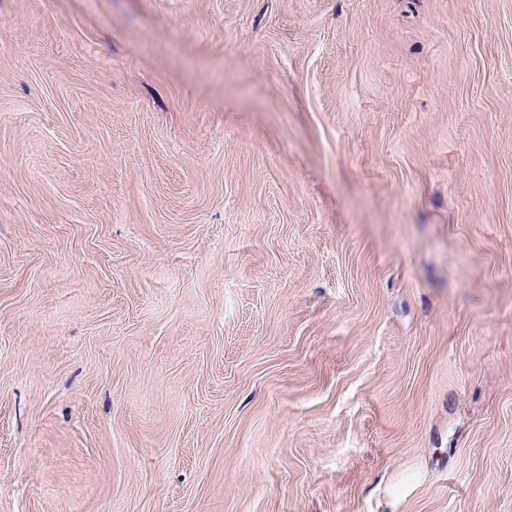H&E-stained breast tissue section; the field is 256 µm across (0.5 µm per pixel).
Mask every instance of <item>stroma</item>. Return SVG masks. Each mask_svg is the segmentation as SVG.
Here are the masks:
<instances>
[{"instance_id": "1", "label": "stroma", "mask_w": 512, "mask_h": 512, "mask_svg": "<svg viewBox=\"0 0 512 512\" xmlns=\"http://www.w3.org/2000/svg\"><path fill=\"white\" fill-rule=\"evenodd\" d=\"M0 512H512V0H0Z\"/></svg>"}]
</instances>
